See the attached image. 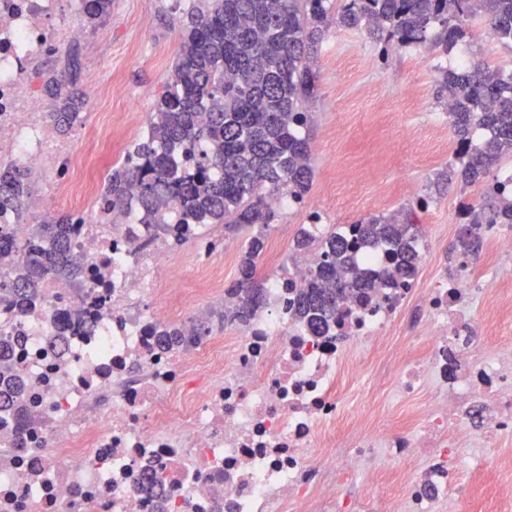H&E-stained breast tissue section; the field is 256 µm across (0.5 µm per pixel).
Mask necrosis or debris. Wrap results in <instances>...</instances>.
Masks as SVG:
<instances>
[{"label":"necrosis or debris","instance_id":"1","mask_svg":"<svg viewBox=\"0 0 512 512\" xmlns=\"http://www.w3.org/2000/svg\"><path fill=\"white\" fill-rule=\"evenodd\" d=\"M64 2L0 0V163L82 198L95 186L76 177L72 147L53 144L37 89L43 60L87 33ZM473 205L460 200L456 218L487 245L495 279L456 237L453 267L393 285L386 248L362 243L373 297L346 303L322 336L292 308L317 252L284 269L271 246L262 310L165 343L224 294L233 256L209 224L75 208L78 275H46L23 307L6 292L18 257L0 256V374L22 392L19 410H0V512H370L379 483L396 489L385 512H443L460 470L483 468L512 435V347L485 344L512 310V225L469 224ZM183 257L185 276L169 277ZM414 302L420 353L398 336ZM382 368L383 397L410 424L367 406Z\"/></svg>","mask_w":512,"mask_h":512}]
</instances>
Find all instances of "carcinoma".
Returning <instances> with one entry per match:
<instances>
[{
	"label": "carcinoma",
	"mask_w": 512,
	"mask_h": 512,
	"mask_svg": "<svg viewBox=\"0 0 512 512\" xmlns=\"http://www.w3.org/2000/svg\"><path fill=\"white\" fill-rule=\"evenodd\" d=\"M173 75L156 97L148 133L133 146L143 165L112 167L104 197L112 211L134 207L142 224H166L177 210L185 224H222L249 230L229 292L236 296L224 320H245L264 301L257 261L276 217L269 199L286 189L305 198L312 186L309 106L316 98L313 56L331 26L365 28L374 41L401 47L429 44L443 54L464 41L465 25L484 18L498 41L512 45V0H192L186 13ZM448 117L460 146L487 130L482 145L448 166L465 186L487 182L492 167L512 157V74L470 63L441 76ZM44 92L53 99L49 118L65 133L84 105L76 80L52 78ZM196 173H185L183 161ZM31 174L19 165L0 167V212L24 220ZM471 224H512V194L488 190ZM69 215L36 224L22 249L10 290L23 304L37 294L48 273L72 275ZM366 243L390 246L392 279L413 277L419 260L418 225L397 214L356 223ZM296 247L319 252L305 284L296 289L294 312L314 333L336 323L339 305L368 297L373 276L357 267L351 242L328 225L316 238L304 231Z\"/></svg>",
	"instance_id": "cac0c4a2"
}]
</instances>
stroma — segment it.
<instances>
[{
	"label": "stroma",
	"instance_id": "stroma-1",
	"mask_svg": "<svg viewBox=\"0 0 512 512\" xmlns=\"http://www.w3.org/2000/svg\"><path fill=\"white\" fill-rule=\"evenodd\" d=\"M190 0H112V11L89 25V37L73 42L78 79L97 68L109 93L86 101L67 138L83 150V133L99 139L92 172L104 181L112 167L147 131L155 98L170 79ZM453 56L429 46H390L380 53L364 31L330 29L314 55L317 97L310 110L314 177L308 199L323 223L353 224L370 215L401 211L420 234L435 239V262H452L448 230L454 208L468 189L443 179L455 160L439 69ZM56 193L54 211L38 205ZM29 223L70 213L71 204L50 176L32 178ZM448 500L451 512H512V466L488 461L477 474L461 472Z\"/></svg>",
	"mask_w": 512,
	"mask_h": 512
}]
</instances>
